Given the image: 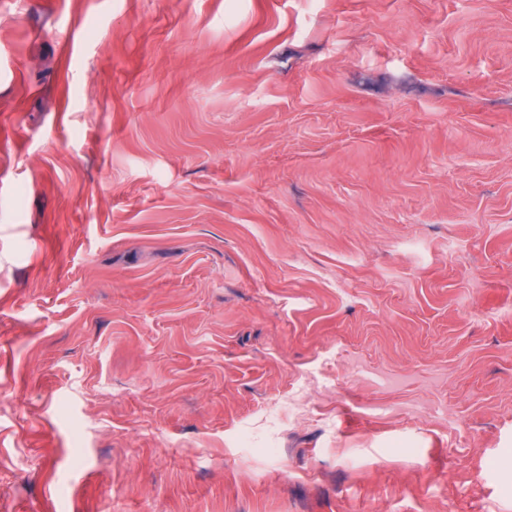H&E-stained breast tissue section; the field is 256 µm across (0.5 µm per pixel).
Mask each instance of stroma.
Wrapping results in <instances>:
<instances>
[{
  "label": "stroma",
  "mask_w": 512,
  "mask_h": 512,
  "mask_svg": "<svg viewBox=\"0 0 512 512\" xmlns=\"http://www.w3.org/2000/svg\"><path fill=\"white\" fill-rule=\"evenodd\" d=\"M0 512H512V0H0Z\"/></svg>",
  "instance_id": "35a3bbf8"
}]
</instances>
